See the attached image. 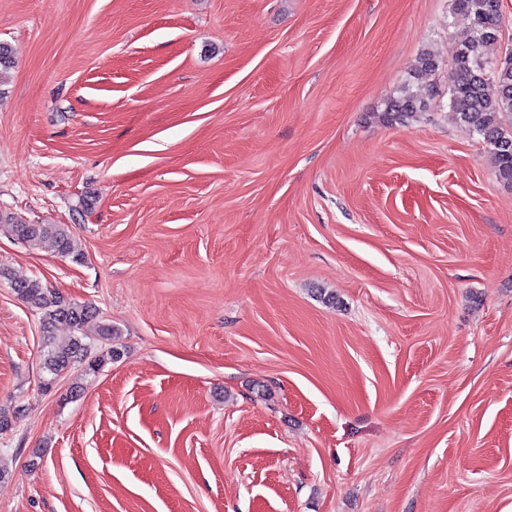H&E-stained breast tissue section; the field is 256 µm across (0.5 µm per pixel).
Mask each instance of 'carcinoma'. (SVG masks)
<instances>
[{"instance_id":"1","label":"carcinoma","mask_w":512,"mask_h":512,"mask_svg":"<svg viewBox=\"0 0 512 512\" xmlns=\"http://www.w3.org/2000/svg\"><path fill=\"white\" fill-rule=\"evenodd\" d=\"M454 9L470 20L472 35L469 41L451 49L449 109L489 146L494 176L512 185V51L494 62L484 61L478 54L480 46L498 39L500 0H454ZM438 69L436 56L422 53L399 94L385 102L384 119L403 123L424 111L426 101L413 91V86ZM0 224L11 226L17 239L32 248L50 240L62 256L77 263L82 261L74 252L71 233L65 224H28L10 213H0ZM2 278L10 281L18 298L40 315L43 332L49 335L59 324L68 325L76 332L65 345L45 341L43 369L47 377L42 380L43 389H49L63 372L75 366L94 372L103 363L117 360L123 354L116 345L95 353L84 337L78 335L84 324L95 317V307L77 303L37 279L17 277L0 267Z\"/></svg>"}]
</instances>
